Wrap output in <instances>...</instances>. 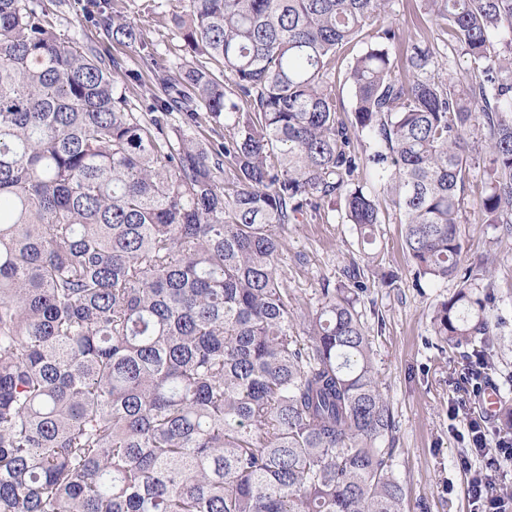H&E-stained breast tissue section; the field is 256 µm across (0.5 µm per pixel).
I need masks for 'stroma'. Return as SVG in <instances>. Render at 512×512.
<instances>
[{
  "label": "stroma",
  "mask_w": 512,
  "mask_h": 512,
  "mask_svg": "<svg viewBox=\"0 0 512 512\" xmlns=\"http://www.w3.org/2000/svg\"><path fill=\"white\" fill-rule=\"evenodd\" d=\"M113 3L143 30L159 61H177L182 42L168 21L167 0H155L150 7L143 0ZM89 8V0H68L58 19V34L85 41L116 61L121 72L131 75L125 83L128 96L140 97L151 72L140 59L139 47L113 43L102 28L86 22ZM389 22L403 37L433 44L440 62L453 63L454 51L416 0H396ZM461 232L470 256L489 253L497 260L495 282L484 296L488 309L505 321L488 375L498 387L512 374V241L496 242L495 231L475 223L470 211L463 215ZM403 237L398 214H391L378 227L374 263L363 264L356 231L341 211H332L323 220L289 225L282 234L278 272L305 313L316 307L323 284L344 283L345 268L360 263L367 286L361 295L362 319L397 425L392 467L405 486L404 512H474L468 483L472 472L485 471L487 461L473 456L468 424L482 423L489 440H496L497 434L482 411L480 396L465 381L473 366L466 349L448 347L432 331L434 309L452 286L416 287ZM465 457L471 470L460 465Z\"/></svg>",
  "instance_id": "obj_1"
}]
</instances>
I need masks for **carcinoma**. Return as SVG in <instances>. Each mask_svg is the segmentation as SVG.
<instances>
[{
	"label": "carcinoma",
	"instance_id": "cac0c4a2",
	"mask_svg": "<svg viewBox=\"0 0 512 512\" xmlns=\"http://www.w3.org/2000/svg\"><path fill=\"white\" fill-rule=\"evenodd\" d=\"M42 2L0 0V512H403L360 268L300 319L278 231L340 198L370 261L394 210L416 282L453 284L434 335L490 358L495 265L460 225L478 168L512 239V0H419L445 77L429 44L393 54V0H170L185 55L143 54L135 101ZM357 49L358 48H355L353 51H348L344 55H342L341 60L339 62V67L338 69H336V91L338 105L346 111H350L351 109L352 97L350 87L348 83H345L344 81V73L347 68L349 59L356 52Z\"/></svg>",
	"mask_w": 512,
	"mask_h": 512
}]
</instances>
